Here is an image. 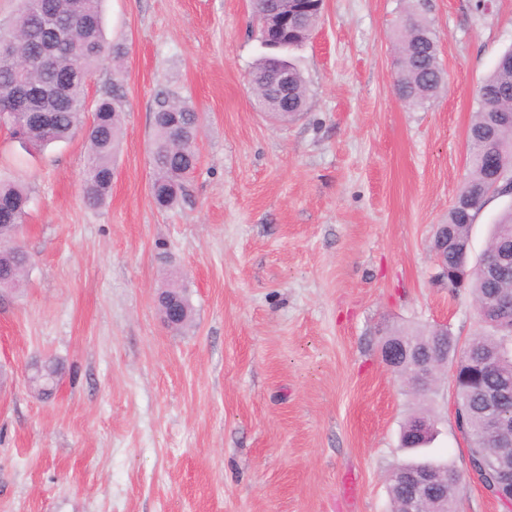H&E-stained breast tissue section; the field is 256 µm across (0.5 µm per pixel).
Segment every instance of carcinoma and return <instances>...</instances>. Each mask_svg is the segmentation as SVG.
Returning a JSON list of instances; mask_svg holds the SVG:
<instances>
[{"mask_svg":"<svg viewBox=\"0 0 512 512\" xmlns=\"http://www.w3.org/2000/svg\"><path fill=\"white\" fill-rule=\"evenodd\" d=\"M303 6L300 21L288 27L277 47L275 37L280 21L266 0H251L262 52L249 72L248 81L259 111L279 121L295 119L305 110L307 81L292 52L301 47L320 23L323 0H294ZM68 28L69 37L59 43L57 25ZM398 68L394 87L398 97L410 106H421L436 97L446 83L439 59L438 42L429 23L413 10L397 26ZM124 48L109 46L104 37L101 0H20V6L0 45V124L11 129L22 145L47 147L64 141L86 128L88 147L81 184L83 200L96 207L105 202L112 188L113 158L124 135L121 82L125 78L121 60ZM112 58L111 87L94 104L88 102V82L107 58ZM288 69V96L266 86L268 73ZM61 83L67 93L47 100L44 89ZM476 111L468 140L469 174L460 193L489 189L497 185L499 195L512 194V48L499 58L493 70L478 86ZM92 112L85 125L86 112ZM154 137L151 150L153 179L150 196L162 209L172 208L189 197L188 184L199 161L197 140L201 116L185 100L165 94L157 98L153 112ZM28 190L16 183L0 182V290L15 289L27 273L30 256L14 241L12 234L23 225L30 204ZM481 208L468 207L460 199L448 211V243L435 241L448 269L441 274L453 283L458 261L470 240V232ZM512 249V204L500 212L487 250ZM463 288L475 303L484 307L503 300L512 303V271L495 279L479 268L467 275ZM181 308V317L191 320L193 307L187 289L173 285L163 291ZM403 343L408 353L393 371L409 384L419 365L430 357L454 360L458 396V424L467 436L470 462L488 469H512V438L502 441L488 430L484 395L490 390L512 387V334L499 326L475 336L463 345L447 330L429 328L397 329L383 337V344ZM58 374L55 360L48 359L30 377L31 387L41 396L52 395ZM428 423V437L419 443L413 435L417 421ZM436 420L426 408L401 429L402 446L417 452L432 440ZM432 459L421 456L391 468L387 482L391 512H401L407 487L400 471L425 467ZM448 481L437 484L436 496L443 512H456L462 480L453 467L443 463Z\"/></svg>","mask_w":512,"mask_h":512,"instance_id":"obj_1","label":"carcinoma"}]
</instances>
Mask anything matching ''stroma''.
<instances>
[{"mask_svg": "<svg viewBox=\"0 0 512 512\" xmlns=\"http://www.w3.org/2000/svg\"><path fill=\"white\" fill-rule=\"evenodd\" d=\"M436 33L445 91L394 90L407 7ZM125 48V136L105 205L81 197L84 133L25 150L0 127V180L25 184L31 256L0 298V512H391L388 471L416 408L383 363L396 327L484 331L430 244L468 174L474 91L512 47V0H325L295 52L307 110L255 111L249 0H102ZM202 115L190 198L152 202L159 93ZM183 280L175 331L157 296ZM57 360L50 397L28 382ZM452 365L430 457L469 467ZM162 295H167V297H165V298L174 300L176 303L179 304V306L181 308L180 321L184 317H186V321L183 322L182 324H180V325L175 324V325H170V326L174 327L175 329H180V328H183L184 326H186L190 322V320L192 318V313H193V307H192L187 289L182 285H172L171 287H169V289L161 292V296Z\"/></svg>", "mask_w": 512, "mask_h": 512, "instance_id": "obj_1", "label": "stroma"}]
</instances>
